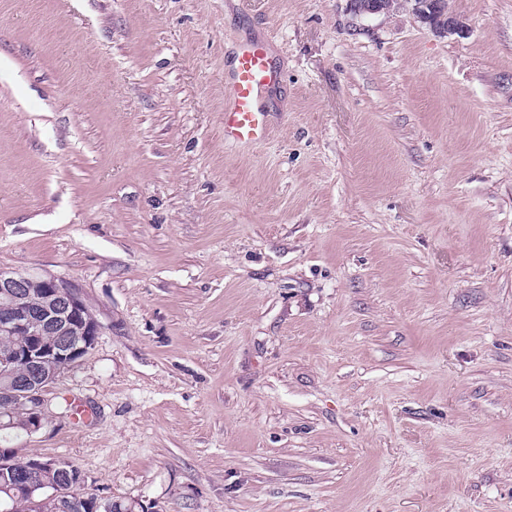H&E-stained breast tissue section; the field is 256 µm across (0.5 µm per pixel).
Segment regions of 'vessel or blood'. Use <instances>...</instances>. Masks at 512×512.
Wrapping results in <instances>:
<instances>
[{
	"mask_svg": "<svg viewBox=\"0 0 512 512\" xmlns=\"http://www.w3.org/2000/svg\"><path fill=\"white\" fill-rule=\"evenodd\" d=\"M279 81L268 44L242 43L224 71V139L254 145L270 132L266 94Z\"/></svg>",
	"mask_w": 512,
	"mask_h": 512,
	"instance_id": "vessel-or-blood-1",
	"label": "vessel or blood"
}]
</instances>
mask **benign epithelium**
Segmentation results:
<instances>
[{
  "instance_id": "benign-epithelium-1",
  "label": "benign epithelium",
  "mask_w": 512,
  "mask_h": 512,
  "mask_svg": "<svg viewBox=\"0 0 512 512\" xmlns=\"http://www.w3.org/2000/svg\"><path fill=\"white\" fill-rule=\"evenodd\" d=\"M394 2L396 0H347V9L356 17H377L390 14ZM433 4L435 0H423L414 6L411 10L414 19L439 35L463 32V25L451 12L448 13V24L437 23L427 11V7ZM22 282L42 288L46 303L56 304V312L45 320L56 339L45 341L39 336H32L28 312L19 307L13 317L0 322V332L5 336H30L32 340L22 351L6 349L0 352V367L14 370L21 366L54 379L88 353L94 345L92 338L99 336L101 326L96 320L83 321L86 306L75 285L51 276L0 268V289L13 288ZM44 392L45 387L30 377L17 390L10 392L15 408L25 412L30 431L41 426Z\"/></svg>"
}]
</instances>
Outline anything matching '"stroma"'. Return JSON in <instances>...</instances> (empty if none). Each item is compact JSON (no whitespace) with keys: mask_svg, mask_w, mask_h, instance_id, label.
<instances>
[{"mask_svg":"<svg viewBox=\"0 0 512 512\" xmlns=\"http://www.w3.org/2000/svg\"><path fill=\"white\" fill-rule=\"evenodd\" d=\"M449 6L0 0V268L101 325L0 444L145 512H512V0ZM404 0H347V9L356 17L367 18L388 15L394 7V2ZM417 1H423V4H418L414 6V8L411 10V14L413 15L414 19L421 23L422 25H425L430 30L435 32L439 35H448V34H458L463 32V25L461 22L453 15L451 11H449V8L447 6V12L445 13V16L448 14V25H443V23L437 24L436 19H434V16H430L428 13L426 6H430L433 8V4H441L443 2H435L437 0H417ZM279 81L268 43H241L224 70V140L254 145L270 132L266 94Z\"/></svg>","mask_w":512,"mask_h":512,"instance_id":"stroma-1","label":"stroma"}]
</instances>
